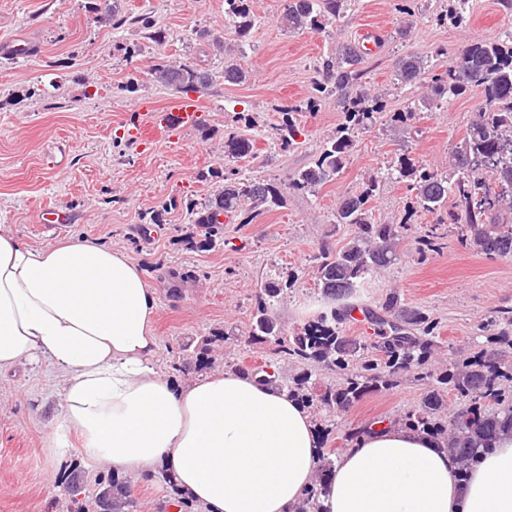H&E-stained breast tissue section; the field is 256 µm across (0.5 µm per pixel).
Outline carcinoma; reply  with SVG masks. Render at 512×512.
<instances>
[{
	"label": "carcinoma",
	"instance_id": "carcinoma-1",
	"mask_svg": "<svg viewBox=\"0 0 512 512\" xmlns=\"http://www.w3.org/2000/svg\"><path fill=\"white\" fill-rule=\"evenodd\" d=\"M107 13H112V29L135 26L147 37L162 39L161 30L151 17H131L111 10L110 0H102ZM348 0H285L280 24L288 31L320 30L335 19L344 16ZM469 0H448V10L431 20L438 25L451 22L463 26L469 22ZM224 21L232 25L240 38L239 54H244L255 20L248 0H224ZM366 53L353 44L344 45L322 62L314 84L317 95L308 99V110H315L321 97L337 92L344 95L347 104L345 124L335 135L320 146L309 166L296 172L288 187L260 177L240 174L234 168L202 172L199 178L216 183V189L204 203L188 195L180 198V206L193 218V223L204 228L200 247L207 248L224 236V224L218 215H235L248 203L254 209L283 206L287 190L314 191L336 179L343 170L350 152L355 148V131L373 124L375 114L385 111L379 98H368L363 91L367 70ZM427 65L418 57H407L399 62L396 79L403 87L415 88L425 74ZM153 80L185 97L208 88L213 73L195 63H157L151 68ZM224 81L240 84L248 79L237 59L224 57ZM473 88H480L483 100L475 118L454 154L448 173L437 172L409 157L398 160L394 171L398 178L410 181L422 209L439 214V223L454 224L460 242L485 256L512 258V224L499 222L498 215L508 201L512 202V30L504 31L494 41H476L462 54L461 60L444 72L432 75L428 93L411 101L391 120L408 124L420 109L440 108L452 97H461ZM253 142L238 131H224V154L240 158L252 152ZM380 180L368 177L365 187L349 193L339 202L335 223L355 227L353 239L333 251H320L316 279L321 295L336 304L328 313L319 315L301 329L290 333L281 326L274 314V302L288 284L276 280L265 282L257 298V308L249 326L248 336L275 345L279 354L298 361H315L330 370L346 369L349 362L359 367L347 374L343 382L324 384L315 388L311 376L300 375L284 388L297 395L310 408L327 415L351 406L365 393L393 387L395 376L401 370L415 369L425 378L433 377L427 370L431 343L436 338V323L418 308L398 305L394 294L385 298V309L392 313L400 326H412L418 336L385 337L376 355H367L357 342L340 334L346 316L355 308L353 300L360 297V288L377 270L395 260L397 227L378 224L373 217L371 201L379 193ZM455 199V207L448 210V197ZM224 332L201 337L195 345L194 369L202 370L212 363V345L224 340ZM279 368L268 364L261 368L242 370V373L262 383L279 384ZM506 373L498 370L489 355L473 357L465 365L452 366L436 376V387L425 397L422 408L411 410L400 419L410 430L443 437L459 463V476L465 477L477 457L490 449L500 433L512 432V397L500 388V379ZM451 389L469 401L465 412L447 421L435 417L442 408L439 390ZM493 401L498 409L490 412L486 402ZM333 461L320 456L318 479L303 494L297 512H316L324 494ZM102 485L105 479L95 476ZM107 484V483H105ZM117 505L112 512H133V502L107 484Z\"/></svg>",
	"mask_w": 512,
	"mask_h": 512
}]
</instances>
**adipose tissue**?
Segmentation results:
<instances>
[{"label":"adipose tissue","instance_id":"1","mask_svg":"<svg viewBox=\"0 0 512 512\" xmlns=\"http://www.w3.org/2000/svg\"><path fill=\"white\" fill-rule=\"evenodd\" d=\"M155 288L123 252L33 247L0 225V372L38 360L61 383V427L115 475L165 470L202 512H294L320 453L308 409L230 372L173 382L153 365ZM442 439L398 424L337 455L319 512H512V433L458 480Z\"/></svg>","mask_w":512,"mask_h":512}]
</instances>
